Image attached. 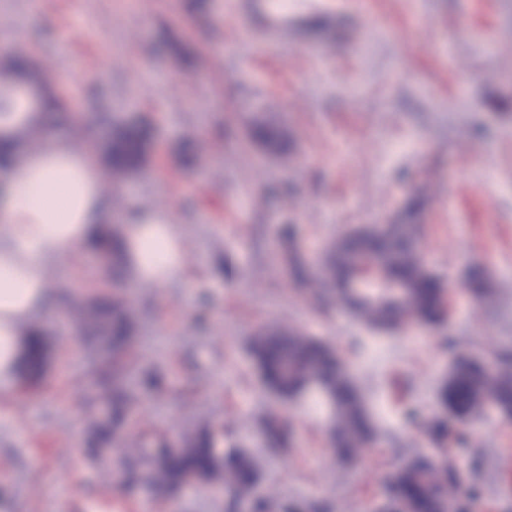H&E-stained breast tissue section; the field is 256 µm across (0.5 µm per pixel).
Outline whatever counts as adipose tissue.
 <instances>
[{"instance_id": "adipose-tissue-1", "label": "adipose tissue", "mask_w": 512, "mask_h": 512, "mask_svg": "<svg viewBox=\"0 0 512 512\" xmlns=\"http://www.w3.org/2000/svg\"><path fill=\"white\" fill-rule=\"evenodd\" d=\"M42 121L23 98L17 111L0 114V138L18 142L16 162L0 174V388L23 372V325L45 308L54 263L112 221V195L92 151L66 139L36 149L20 143L21 132ZM121 253L132 283L163 287L183 271L173 221L153 208H134Z\"/></svg>"}]
</instances>
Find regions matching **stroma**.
Masks as SVG:
<instances>
[{"label":"stroma","mask_w":512,"mask_h":512,"mask_svg":"<svg viewBox=\"0 0 512 512\" xmlns=\"http://www.w3.org/2000/svg\"><path fill=\"white\" fill-rule=\"evenodd\" d=\"M239 0H0V57L29 52L33 88L61 94L78 144H98L116 118L143 120L145 168L111 177L112 206L137 200L181 235L184 274L127 289L139 322L130 359L165 378L142 396L121 435L181 440L203 424L221 448L259 457L258 491L326 512H371L402 463L434 457L419 423L439 413L451 354L436 333L373 330L347 310L311 306L280 247L319 255L356 224L418 219L431 273L454 289L449 336L473 354L512 349V0H324L302 5L282 35L257 26ZM283 123L288 147L265 158L248 141L254 115ZM484 269L490 300L464 288ZM105 271L81 249L50 278L87 290ZM49 330L41 384L0 390V512H170L89 464L80 442L94 412L84 387L90 347L72 319ZM294 325L332 347L359 385L374 428L364 455L334 453L330 410L313 394L267 392L251 354L255 333ZM287 417L288 448L270 452L269 413ZM455 451L470 474L465 512H512V419L493 409Z\"/></svg>","instance_id":"stroma-1"}]
</instances>
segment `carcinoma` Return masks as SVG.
Here are the masks:
<instances>
[{"instance_id": "carcinoma-1", "label": "carcinoma", "mask_w": 512, "mask_h": 512, "mask_svg": "<svg viewBox=\"0 0 512 512\" xmlns=\"http://www.w3.org/2000/svg\"><path fill=\"white\" fill-rule=\"evenodd\" d=\"M61 109L62 99L46 92L41 106L46 116L44 129L58 123ZM151 133V128L142 123H114L113 140L106 151V171L140 172L148 160ZM250 133L268 153L286 150L285 131L261 118L254 119ZM419 212V204L414 201L398 224L371 230L358 227L337 239L326 250L323 274L317 278L309 276L305 261L291 246L285 253L289 274L315 303L339 305L378 330L392 331L406 319L436 323L440 312L435 300L444 288L425 268L411 243ZM122 239L118 224L90 238L87 253L112 269V282H103L105 291L84 299L78 292H69L62 303V311L75 308L82 314L86 334L93 343V361L85 376L88 389L100 401V409L86 429L83 447L90 461L103 469L112 468V443L133 415L138 394L160 385L153 372L124 362L136 313L123 289L119 252ZM370 268L374 282L361 290L353 288V281ZM108 287L112 291H106ZM465 288L476 299L490 294L480 269L470 273ZM28 340L23 379L35 384L46 373L49 345L39 325L28 329ZM448 347L452 361L440 393L446 414L425 421L427 439L443 455L446 447L463 441L459 427L481 416L490 403L505 413L512 411V351L493 348L480 361L452 339ZM252 352L268 389L276 396L292 399L310 385L318 386L335 409L333 440L340 457L353 461L363 453L373 437L370 414L360 389L333 349L292 326H280L260 331L253 339ZM263 435L273 450L290 441L285 422L276 414L265 419ZM259 471L256 457L234 448L216 449L213 431L203 427L185 437L177 448L159 442L129 449L121 475L128 491L144 490L162 497L175 512L188 473L220 487L230 507L246 503L253 512H292L293 507L286 502L256 496ZM468 479L466 470L450 457L445 464L415 458L393 473L391 489L397 491V497L386 506V512H459V495Z\"/></svg>"}]
</instances>
